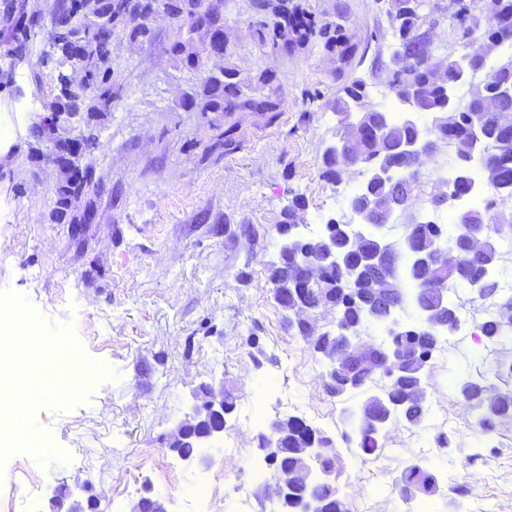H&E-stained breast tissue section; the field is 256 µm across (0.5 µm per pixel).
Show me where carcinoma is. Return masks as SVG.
<instances>
[{
    "label": "carcinoma",
    "mask_w": 512,
    "mask_h": 512,
    "mask_svg": "<svg viewBox=\"0 0 512 512\" xmlns=\"http://www.w3.org/2000/svg\"><path fill=\"white\" fill-rule=\"evenodd\" d=\"M252 5L262 8L268 20L257 28L259 44L274 50H290L304 46L316 39L329 59L336 64L333 74L341 83L336 95V113L348 118L357 100L366 96L364 79L356 75V69L364 58L357 57L358 44L351 42L343 33V25L326 23L316 25L312 15L290 5V0H252ZM487 13L482 17L461 18L458 27L461 35L475 34L495 39L499 52L485 62H477L469 67L463 54L448 58L447 79L444 88L427 87V60L430 55V33L434 26L445 22L448 15L436 0H420L407 10L393 15L386 13L387 29L394 42L388 51L401 57V63L388 74V87L402 105H407L406 89L417 86L428 112L434 114L427 131L448 145L455 155L454 176L448 181V201L466 196L472 187L475 169L481 173L494 174L496 186L492 188L494 200L484 209L462 210L458 214L454 228L442 224H411L404 231L403 243L389 244L391 261L386 266L376 267L367 263L381 246V240L374 234L372 225L359 227L360 247L352 251L344 246L345 234L338 226L329 223L320 225L316 232L291 227L295 215L282 212L277 235L279 245L290 244L283 257L267 264L268 280L273 284L274 298H283V291L305 290L304 283H293L288 278V269L308 259L323 263L326 275L320 292L336 299V321L328 327L318 344L325 347L335 342L342 332H354L365 323L368 309L352 302L351 273L356 268L363 269L358 287L371 298H394L402 292L403 285L414 286V294L403 295V304H410L420 313L433 308L447 309L449 317L445 325L430 334L424 325L417 327L402 325L394 330L388 324H381L382 335L379 341L386 350H396L405 358V367L390 385L389 392L380 398L368 393L370 385L378 380H386L384 372L363 374L343 365H327V373L334 382L331 395L344 396L355 393L365 395V399L355 408H348V418L356 423L353 434L345 439L358 445L365 453H372L378 444L379 432L387 425L402 421L411 427L423 428L429 419L432 398L415 400L403 404L406 396L418 382L428 379L426 368L436 351V345L445 337H451L459 329L458 305L441 292V287L453 282L463 287V278L458 269L448 265L421 267L417 263V253L433 249L439 245L448 247L461 243L463 233L470 227L491 225L494 236L486 237L483 256L467 259L468 267L477 272L480 282L475 289L482 299L499 296L497 276L500 275L501 255L493 237L512 236V222H505L504 212L493 211L495 205L506 207L512 204V146L500 149L498 142L512 141V117L501 113H490L485 121H480L479 102L472 100L462 106L456 102L455 88L470 81L473 68L489 78L486 90L496 92L503 87L512 88V0H487ZM108 0H60L55 4L52 17V37L60 49L56 59L57 81L61 85V96L50 104L53 112H109L116 96V83L113 80L112 41H99L94 53L87 57L78 48L94 39L92 25L88 22L91 12L105 11ZM169 15L188 25L191 33L200 34L199 43L176 40L170 45V55L179 68L192 72L201 71L199 61L208 53L212 37L224 30V17L220 14L195 15L191 4L186 0H171ZM3 19L12 23L13 37L26 38L31 30L39 25L40 16L35 13L20 14L16 17L5 15ZM112 27L120 29L131 44H143L152 38V30L136 22L135 18L114 17ZM235 73L226 68L222 76L202 78L186 104L200 112H221L232 117L238 112H251L271 123L282 112V100L263 89L271 82L265 73L256 79V86L245 92L233 82ZM386 141L392 148L409 141L422 132V126L409 120L392 121L385 125ZM480 136L479 148H472L473 137ZM352 155L362 165L361 175L366 190L374 195H389L394 185L376 179L371 168L382 164L388 168L400 165V156L392 151L382 152L374 139H367L357 147L344 146L334 155H323L322 178L329 183H341V172L346 163V155ZM85 176L74 171L67 174L58 187V203L61 208L69 207L71 199L83 191ZM490 385L482 376H466L457 382L461 397L469 404L479 407L476 424L485 432L494 428L496 421L512 414V393L504 392L492 400H485L482 394ZM364 416H377L382 420L378 430L359 424ZM438 444L448 449V457L460 455L467 461L481 457L477 448H459L456 441L445 435L439 437ZM333 440L320 430L308 425L298 417L288 418V443L284 449L274 448L269 458L280 467H291L295 463L310 460L315 472V480L309 491L319 505L320 512H346L338 488L330 481L335 471L336 456L332 454ZM395 487L406 501L413 498L411 491L434 492L438 489L436 476L430 472L423 460H417L402 471L395 480Z\"/></svg>",
    "instance_id": "cac0c4a2"
}]
</instances>
